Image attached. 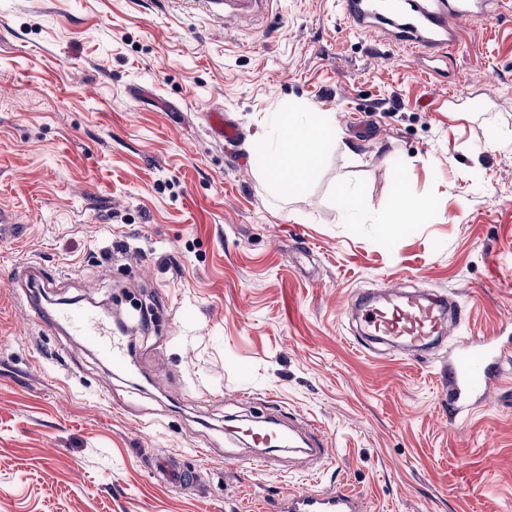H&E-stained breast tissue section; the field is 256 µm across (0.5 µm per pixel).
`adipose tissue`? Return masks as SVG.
Wrapping results in <instances>:
<instances>
[{"instance_id":"1","label":"adipose tissue","mask_w":512,"mask_h":512,"mask_svg":"<svg viewBox=\"0 0 512 512\" xmlns=\"http://www.w3.org/2000/svg\"><path fill=\"white\" fill-rule=\"evenodd\" d=\"M278 128L275 141L258 135L256 143L262 151L263 174L275 187H295L303 183L317 167L329 142L330 123L314 124L296 112H280L272 116Z\"/></svg>"}]
</instances>
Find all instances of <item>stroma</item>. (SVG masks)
<instances>
[{
    "mask_svg": "<svg viewBox=\"0 0 512 512\" xmlns=\"http://www.w3.org/2000/svg\"><path fill=\"white\" fill-rule=\"evenodd\" d=\"M289 110L334 114L352 149L280 192L252 142ZM399 186L430 210L387 232ZM0 210L27 227L0 241V512H276L343 482L367 512H512V362L452 424L454 337L361 350L346 312L400 285L512 343V13L472 20L431 75L341 0L229 28L213 0H0ZM18 266L55 300L151 302L126 367L19 303ZM285 414L331 459L257 465L239 428ZM161 448L189 489L155 479ZM336 202L339 209L350 216H355L359 211L360 201L357 192L345 182L337 186Z\"/></svg>",
    "mask_w": 512,
    "mask_h": 512,
    "instance_id": "1",
    "label": "stroma"
}]
</instances>
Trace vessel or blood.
Returning a JSON list of instances; mask_svg holds the SVG:
<instances>
[{
	"label": "vessel or blood",
	"instance_id": "b4317fda",
	"mask_svg": "<svg viewBox=\"0 0 512 512\" xmlns=\"http://www.w3.org/2000/svg\"><path fill=\"white\" fill-rule=\"evenodd\" d=\"M345 14L359 34L383 35L406 45L416 61H447L459 40L461 23L474 17H492L512 8V0H343ZM55 326L70 327L89 347L114 367L125 363L120 338L95 312L82 308H57L47 312ZM464 311L456 302L422 296L390 286L375 289L364 305L366 335L391 338L419 351L442 335L448 322L462 323ZM508 351L497 338L458 337L454 356L443 377L448 382V409L452 418L466 417L502 372ZM156 478L175 488L190 479L180 458L162 452ZM279 512H362L359 493L340 487L332 492L301 489L281 500Z\"/></svg>",
	"mask_w": 512,
	"mask_h": 512
}]
</instances>
